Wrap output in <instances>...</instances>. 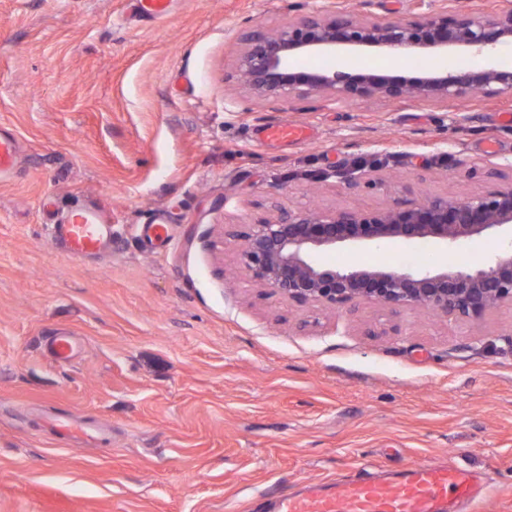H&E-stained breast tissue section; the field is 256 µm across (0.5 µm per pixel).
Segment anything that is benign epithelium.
I'll use <instances>...</instances> for the list:
<instances>
[{"label": "benign epithelium", "instance_id": "benign-epithelium-1", "mask_svg": "<svg viewBox=\"0 0 512 512\" xmlns=\"http://www.w3.org/2000/svg\"><path fill=\"white\" fill-rule=\"evenodd\" d=\"M419 2L426 10L408 20L374 22L347 10H326L298 15L274 31L251 27L241 35L236 72L258 99L327 94L338 106L356 99L446 103L511 95L512 58L502 57L500 48L512 42V0H499L491 10H462L448 0ZM457 49L484 56L485 65L453 72L431 67L407 75L384 69L350 74L296 67L302 57L389 56L400 50L407 57L441 58ZM362 171L359 164L318 180L334 177L357 193L372 186ZM490 233L512 238V182L459 198H413L370 211L281 210L228 236L241 241L239 264L250 279L292 302L332 309L371 302L392 310L421 307L435 315L475 319L500 303H512V252L451 268L337 267L320 262L319 256L376 249L393 241L413 248L423 240L438 252H448Z\"/></svg>", "mask_w": 512, "mask_h": 512}]
</instances>
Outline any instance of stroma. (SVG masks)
<instances>
[{
  "instance_id": "obj_1",
  "label": "stroma",
  "mask_w": 512,
  "mask_h": 512,
  "mask_svg": "<svg viewBox=\"0 0 512 512\" xmlns=\"http://www.w3.org/2000/svg\"><path fill=\"white\" fill-rule=\"evenodd\" d=\"M332 7L409 15L406 0H173L141 23L126 0H0V128L23 144L0 179V512H263L367 461L488 476L482 512H512V304L472 321L297 305L257 287L224 234L276 206L372 210L512 181L484 175L512 160V100L252 99L235 79L241 32ZM280 122L310 140L256 141ZM373 159L374 188L315 180ZM89 205L111 214L112 250L68 259L51 226ZM155 220L166 238L153 247ZM505 247L487 236L429 260L470 265ZM61 328L67 362L51 353ZM48 414L106 433L61 440Z\"/></svg>"
}]
</instances>
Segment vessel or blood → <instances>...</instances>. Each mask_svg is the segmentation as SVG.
Listing matches in <instances>:
<instances>
[{
    "instance_id": "vessel-or-blood-1",
    "label": "vessel or blood",
    "mask_w": 512,
    "mask_h": 512,
    "mask_svg": "<svg viewBox=\"0 0 512 512\" xmlns=\"http://www.w3.org/2000/svg\"><path fill=\"white\" fill-rule=\"evenodd\" d=\"M171 0H127L129 15L147 22L162 20ZM259 138L268 142H301L304 130L288 123L263 126ZM16 136L0 133V177L17 166ZM53 237L65 256L83 260L104 253L112 244V223L96 209L84 207L63 217ZM490 487L463 468L423 462L383 479L356 476L331 488L307 486L300 494L283 495L270 504V512H477Z\"/></svg>"
}]
</instances>
